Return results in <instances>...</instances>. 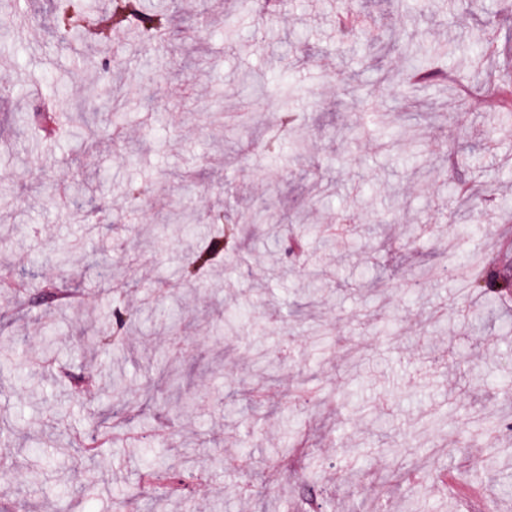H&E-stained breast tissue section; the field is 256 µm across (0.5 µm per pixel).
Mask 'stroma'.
Instances as JSON below:
<instances>
[{
    "instance_id": "obj_1",
    "label": "stroma",
    "mask_w": 512,
    "mask_h": 512,
    "mask_svg": "<svg viewBox=\"0 0 512 512\" xmlns=\"http://www.w3.org/2000/svg\"><path fill=\"white\" fill-rule=\"evenodd\" d=\"M341 0H146L178 17L206 56L196 70L166 43L130 30L74 52L54 33L49 0H0V502L17 512H308L312 481L327 512H456L512 474V417L499 386L512 372V301L466 293L486 251L512 257V134L458 97L478 77L512 84V65L476 64L492 0L402 15L393 0H356L355 26L334 25ZM242 33L224 44L225 14ZM455 43L448 60L434 51ZM454 81L414 83L405 44ZM297 59L292 102L304 153L262 138L280 111L267 77ZM59 94L47 100V83ZM135 86L113 131L103 89ZM94 114L85 151L72 126ZM382 114L383 123L373 122ZM476 210L450 209L456 186ZM143 187L131 196V187ZM235 218L257 206L288 213L250 227L246 256L227 254L192 284L178 275L211 224L159 239V202ZM107 210L95 231L74 209ZM413 225L406 246L400 227ZM85 245L77 251L75 239ZM69 249V262L56 256ZM123 275L108 278V271ZM136 330L124 348L96 341L115 300ZM53 350L41 355L45 340ZM182 355L180 388L161 378ZM124 366L129 392L109 395ZM110 427L95 457L77 446ZM284 448V457L270 449ZM189 456V489L155 500L153 454ZM455 491L447 493L445 477Z\"/></svg>"
}]
</instances>
